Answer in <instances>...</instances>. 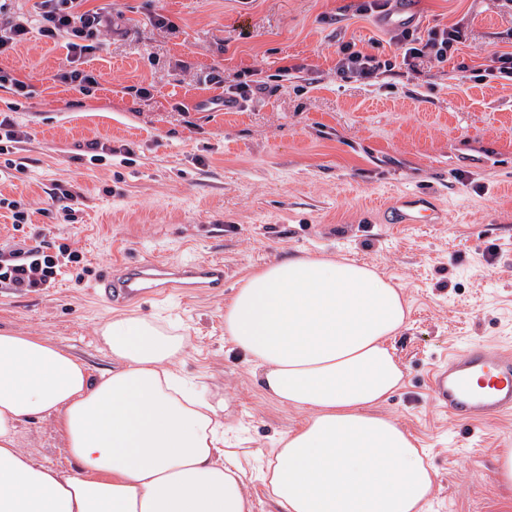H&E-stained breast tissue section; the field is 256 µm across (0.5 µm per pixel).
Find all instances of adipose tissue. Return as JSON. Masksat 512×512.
<instances>
[{
	"instance_id": "1",
	"label": "adipose tissue",
	"mask_w": 512,
	"mask_h": 512,
	"mask_svg": "<svg viewBox=\"0 0 512 512\" xmlns=\"http://www.w3.org/2000/svg\"><path fill=\"white\" fill-rule=\"evenodd\" d=\"M409 313L401 286L325 254L279 259L236 288L225 335L269 397L309 414L270 453L279 512H425L436 475L379 411L403 384L390 341ZM97 333L113 366L93 380L51 339L0 332V512H252L240 456L222 446L224 401L180 376L184 329L121 314ZM46 417L75 474L20 448V424Z\"/></svg>"
}]
</instances>
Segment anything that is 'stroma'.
Instances as JSON below:
<instances>
[{
  "label": "stroma",
  "instance_id": "stroma-1",
  "mask_svg": "<svg viewBox=\"0 0 512 512\" xmlns=\"http://www.w3.org/2000/svg\"><path fill=\"white\" fill-rule=\"evenodd\" d=\"M357 3L88 0L115 29L84 60L99 77L88 94L61 81L63 44L35 35L1 54L0 70L31 95L0 88V111L28 134L16 151L28 169L0 179V195L30 205L29 236L68 244L82 261L37 292L0 288V331L52 339L95 379L112 366L96 327L118 313L92 293L101 274L143 257L223 258V292L175 288L130 311L185 327L179 370L228 398L224 433L244 453L254 512H277L262 482L266 455L307 414L263 393L224 334V307L250 273L288 255L368 263L411 306L393 341L405 383L381 411L427 450L436 483L426 512H512L494 476L496 456L512 448V417L460 424L428 388L448 352L483 341L512 350V82L459 71L512 48V7L410 0L421 28L462 22L467 42L448 62L415 75L399 64L367 85L337 78L338 47L387 42L393 24L356 13ZM284 65L292 72L281 79ZM244 79L258 90L243 108L209 111ZM96 137L110 140L112 158L91 162ZM61 182L80 223H64L51 199ZM417 190L438 199L442 223H384L390 198ZM19 443L74 473L53 418L21 424Z\"/></svg>",
  "mask_w": 512,
  "mask_h": 512
}]
</instances>
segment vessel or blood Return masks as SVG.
<instances>
[{
    "label": "vessel or blood",
    "mask_w": 512,
    "mask_h": 512,
    "mask_svg": "<svg viewBox=\"0 0 512 512\" xmlns=\"http://www.w3.org/2000/svg\"><path fill=\"white\" fill-rule=\"evenodd\" d=\"M390 224H436L440 212L430 194L410 192L385 208ZM196 280L199 287L222 289L228 271L220 259L180 265L148 258L126 263L100 278L95 289L110 305L138 302L157 296L158 282L170 272ZM435 404L462 424L512 415V353L476 343L464 354H452L430 373Z\"/></svg>",
    "instance_id": "vessel-or-blood-1"
}]
</instances>
